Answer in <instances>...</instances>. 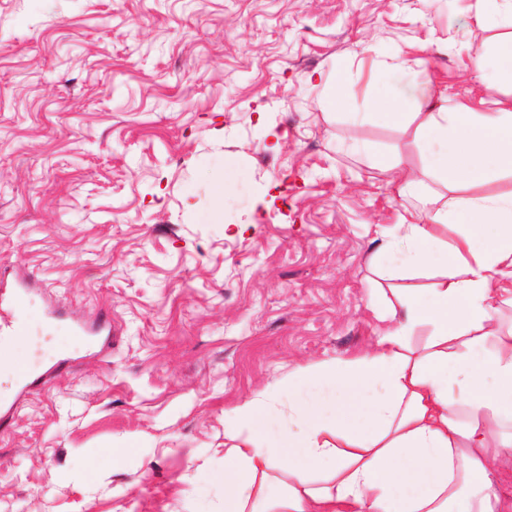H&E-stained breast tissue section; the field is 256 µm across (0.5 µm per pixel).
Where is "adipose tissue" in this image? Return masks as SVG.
<instances>
[{
    "mask_svg": "<svg viewBox=\"0 0 512 512\" xmlns=\"http://www.w3.org/2000/svg\"><path fill=\"white\" fill-rule=\"evenodd\" d=\"M476 24L500 31L471 72L486 93L512 84V0H475ZM408 58L371 60L399 92L374 114L416 124L421 169L381 158L402 202L385 274L429 265L430 287L380 307L370 350L298 367L224 420V512H512L498 486L512 461V109L432 103ZM458 189L445 208L426 188ZM421 348L411 342L419 332Z\"/></svg>",
    "mask_w": 512,
    "mask_h": 512,
    "instance_id": "ef3b65f1",
    "label": "adipose tissue"
}]
</instances>
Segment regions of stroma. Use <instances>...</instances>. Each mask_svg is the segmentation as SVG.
Instances as JSON below:
<instances>
[{
    "label": "stroma",
    "mask_w": 512,
    "mask_h": 512,
    "mask_svg": "<svg viewBox=\"0 0 512 512\" xmlns=\"http://www.w3.org/2000/svg\"><path fill=\"white\" fill-rule=\"evenodd\" d=\"M473 2L0 0V275L117 330L0 432V512H224L225 412L366 351L372 297L434 279L377 273L400 206L372 160L422 155L367 117L356 55L427 43L433 94L493 111ZM335 70L330 116L307 77ZM22 319L20 359L73 347Z\"/></svg>",
    "instance_id": "stroma-1"
}]
</instances>
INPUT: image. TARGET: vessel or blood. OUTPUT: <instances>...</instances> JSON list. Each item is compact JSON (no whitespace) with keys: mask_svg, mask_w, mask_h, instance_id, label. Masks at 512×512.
Returning <instances> with one entry per match:
<instances>
[{"mask_svg":"<svg viewBox=\"0 0 512 512\" xmlns=\"http://www.w3.org/2000/svg\"><path fill=\"white\" fill-rule=\"evenodd\" d=\"M33 294L29 279L17 276L0 277V371L7 376L4 391L0 392V429H5L13 416L16 405L36 390L47 387L61 367L69 365V358L62 357L44 369L30 368L27 363L15 360L12 354L14 339L24 333L20 319ZM69 328L74 336L87 347L105 350L114 337L111 324L106 319L95 321L71 319Z\"/></svg>","mask_w":512,"mask_h":512,"instance_id":"1","label":"vessel or blood"}]
</instances>
